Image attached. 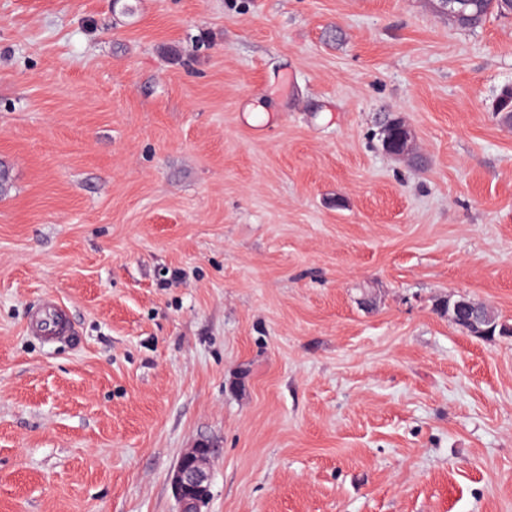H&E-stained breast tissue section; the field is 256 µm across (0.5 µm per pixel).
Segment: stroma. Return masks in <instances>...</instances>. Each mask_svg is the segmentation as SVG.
Masks as SVG:
<instances>
[{
	"instance_id": "35a3bbf8",
	"label": "stroma",
	"mask_w": 512,
	"mask_h": 512,
	"mask_svg": "<svg viewBox=\"0 0 512 512\" xmlns=\"http://www.w3.org/2000/svg\"><path fill=\"white\" fill-rule=\"evenodd\" d=\"M508 84L436 0H0V512H176L202 441L204 512H512V337L440 308L512 325ZM386 128V127H385ZM398 133V147L400 151L399 157L414 153L416 151V136L415 131L407 124L390 121L386 128L385 140L387 144H391L395 134ZM465 303V307L473 309L477 315L478 320L474 325L473 312L462 306ZM446 312H448V318L455 323L457 326L465 329L467 332L477 336H512L511 325L501 322L499 317L493 310L484 305L474 304L468 299L456 298L452 296L448 297V301L445 305ZM471 316L469 319L468 314ZM472 322H471V321ZM510 326V330L507 328ZM28 329L35 336L50 338L53 336L71 337V325L64 307L56 301L46 302L37 312ZM212 453L208 443L200 442L179 456L170 477L177 512H202L210 496L207 465Z\"/></svg>"
}]
</instances>
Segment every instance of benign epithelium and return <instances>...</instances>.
I'll return each instance as SVG.
<instances>
[{
  "label": "benign epithelium",
  "mask_w": 512,
  "mask_h": 512,
  "mask_svg": "<svg viewBox=\"0 0 512 512\" xmlns=\"http://www.w3.org/2000/svg\"><path fill=\"white\" fill-rule=\"evenodd\" d=\"M395 137L398 138V156L416 151L415 131L408 124L388 122L385 140L390 144ZM212 453L213 448L208 443L200 442L179 456L170 477L177 512H202L210 496L208 461Z\"/></svg>",
  "instance_id": "1"
}]
</instances>
